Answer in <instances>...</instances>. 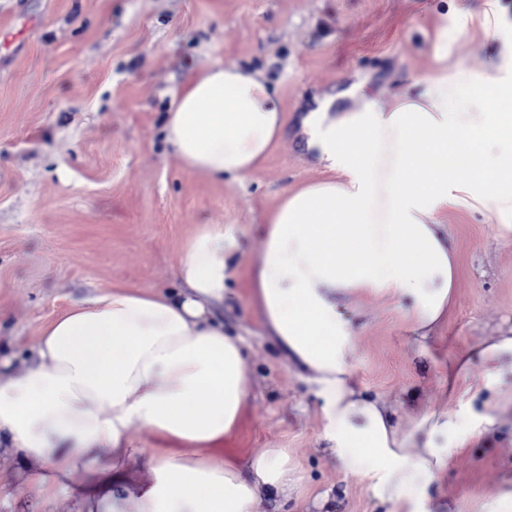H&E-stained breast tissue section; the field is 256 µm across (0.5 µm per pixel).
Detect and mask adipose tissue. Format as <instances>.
<instances>
[{
	"label": "adipose tissue",
	"instance_id": "ef3b65f1",
	"mask_svg": "<svg viewBox=\"0 0 512 512\" xmlns=\"http://www.w3.org/2000/svg\"><path fill=\"white\" fill-rule=\"evenodd\" d=\"M475 27L505 29L500 0L476 13L440 10L417 94L388 108L367 99L335 116L331 99L319 101L303 129L323 177L284 191L252 270L250 305L319 400L337 465L389 512H427L426 483L500 425L488 398L403 426L351 383L353 329L337 305L343 296L403 302L410 331L427 344L457 288L445 211L486 214L512 231V40L492 73L450 61V42ZM284 123L260 72L216 61L174 93L164 131L183 169L241 182L271 155ZM241 259L232 232L199 225L173 288H115L68 309L42 330L24 370L0 382V437L28 469L53 484L78 471L98 476L77 512H125L112 485L139 453L136 426L161 443L137 512H253L262 496L296 485L286 449H264L244 466L222 450L250 382L244 340L210 307L228 295ZM99 448L111 451L103 466Z\"/></svg>",
	"mask_w": 512,
	"mask_h": 512
}]
</instances>
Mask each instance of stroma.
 Returning a JSON list of instances; mask_svg holds the SVG:
<instances>
[{
  "instance_id": "stroma-1",
  "label": "stroma",
  "mask_w": 512,
  "mask_h": 512,
  "mask_svg": "<svg viewBox=\"0 0 512 512\" xmlns=\"http://www.w3.org/2000/svg\"><path fill=\"white\" fill-rule=\"evenodd\" d=\"M440 0H0V354L1 379L21 372L55 316L111 288L166 289L186 239L201 224L234 225L244 259L216 313L245 337L251 399L225 453L247 460L284 448L297 488L263 496L254 512H379L365 485L341 471L321 436L315 397L246 308L251 272L263 258L261 224L282 193L318 180L304 161L300 118L314 93L348 108L383 107L418 92ZM502 35L475 31L452 57L483 73ZM212 60L260 70L276 89L285 133L242 182H209L184 170L164 142L163 116L185 76ZM363 82L350 97L348 75ZM460 258L457 295L439 340L421 351L404 330V306L383 296L342 297L354 330L353 381L412 425L447 402L442 363L469 355L460 390L485 383L483 342L512 333V232L482 214L449 212ZM501 424L491 442L457 455L428 488L429 512H486L512 492V358L501 364ZM142 453L115 493L136 512L152 481L157 446L133 428ZM50 487L0 443V512H74V487Z\"/></svg>"
}]
</instances>
